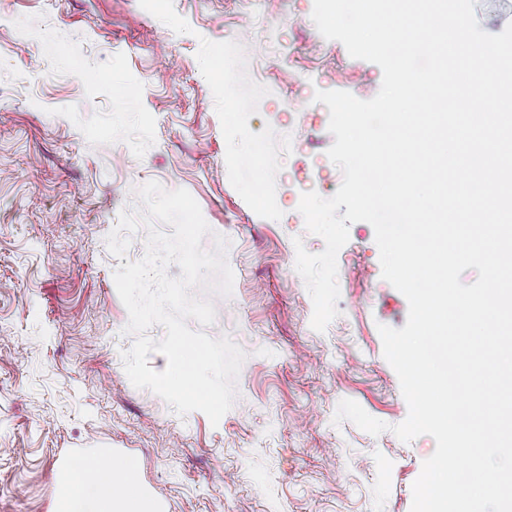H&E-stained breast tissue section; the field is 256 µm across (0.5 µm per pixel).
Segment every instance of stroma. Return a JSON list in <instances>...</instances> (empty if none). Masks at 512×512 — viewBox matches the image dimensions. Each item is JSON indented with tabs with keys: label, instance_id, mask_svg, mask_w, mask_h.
<instances>
[{
	"label": "stroma",
	"instance_id": "1",
	"mask_svg": "<svg viewBox=\"0 0 512 512\" xmlns=\"http://www.w3.org/2000/svg\"><path fill=\"white\" fill-rule=\"evenodd\" d=\"M313 0H0V512H53L56 474L86 449L130 452L162 512H410L435 451L408 415L377 330L406 298L381 276L373 227L337 255L339 315L311 326L285 141L334 142L314 94L368 100L382 71L324 39ZM225 55L227 91L210 79ZM261 143L254 159L247 144ZM185 189L228 242L231 296L208 327L246 354L219 424L129 381L134 341L106 239L147 182ZM389 431L335 423L340 400Z\"/></svg>",
	"mask_w": 512,
	"mask_h": 512
}]
</instances>
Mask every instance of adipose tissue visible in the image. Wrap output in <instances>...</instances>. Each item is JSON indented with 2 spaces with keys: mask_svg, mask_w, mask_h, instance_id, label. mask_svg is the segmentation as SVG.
I'll list each match as a JSON object with an SVG mask.
<instances>
[{
  "mask_svg": "<svg viewBox=\"0 0 512 512\" xmlns=\"http://www.w3.org/2000/svg\"><path fill=\"white\" fill-rule=\"evenodd\" d=\"M140 475L116 459L74 461L58 481L54 512H153Z\"/></svg>",
  "mask_w": 512,
  "mask_h": 512,
  "instance_id": "1",
  "label": "adipose tissue"
}]
</instances>
